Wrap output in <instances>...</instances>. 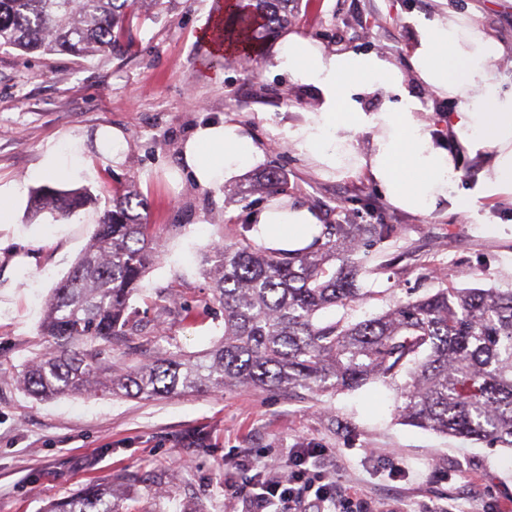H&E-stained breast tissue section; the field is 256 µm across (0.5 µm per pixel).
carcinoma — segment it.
I'll return each instance as SVG.
<instances>
[{
	"label": "carcinoma",
	"instance_id": "cac0c4a2",
	"mask_svg": "<svg viewBox=\"0 0 512 512\" xmlns=\"http://www.w3.org/2000/svg\"><path fill=\"white\" fill-rule=\"evenodd\" d=\"M158 2L0 0V48L87 58L112 49L128 11ZM298 2L237 0L216 31L257 56L267 38L288 29ZM286 186L268 171L235 194L273 195ZM87 201L83 192L48 186L32 197L35 211L61 215ZM139 208L146 204L133 188L112 195L89 246L47 302L40 335L51 348L23 372L28 392L42 400H149L224 388L335 393L403 370L401 421L512 450V288L441 286L362 321H318L324 309L367 299L360 276L387 267H368L370 249L384 254L397 224H324L316 248L290 254L244 239L212 245L202 266L212 282L209 303L224 310L222 339L196 355L164 351L115 369L112 351L139 331L130 300L143 292L152 259L155 225ZM45 512H120V503L112 483H97Z\"/></svg>",
	"mask_w": 512,
	"mask_h": 512
}]
</instances>
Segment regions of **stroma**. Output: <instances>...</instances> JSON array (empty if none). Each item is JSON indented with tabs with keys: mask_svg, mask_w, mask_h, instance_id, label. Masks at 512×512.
I'll list each match as a JSON object with an SVG mask.
<instances>
[{
	"mask_svg": "<svg viewBox=\"0 0 512 512\" xmlns=\"http://www.w3.org/2000/svg\"><path fill=\"white\" fill-rule=\"evenodd\" d=\"M224 0H161L131 17L108 52L88 58L0 49V178L24 191L81 187L91 202L68 217L25 207L17 232L0 231V512H43L53 499L92 481L112 480L137 512H250L245 464L284 465L289 450L317 448L341 492L361 512H504L512 506V452L405 424L395 385L372 382L334 395L304 390L236 389L144 400L100 396L43 401L19 382L38 351L42 307L72 270L110 208L114 192L135 186L157 227L156 257L143 294L131 305L139 337L114 358L118 367L162 349L197 354L224 334V313L207 307L199 255L217 241L250 238L259 196L241 198L239 175L203 189L190 176L174 183L183 142L194 127L226 118L264 149L258 170L275 169L290 198L325 224H399L389 251L397 262L362 280L366 302L334 307L322 318L361 321L396 301L454 288H512V198H488L492 221L469 224L451 211L415 216L390 206L367 176L323 178L285 136L315 105L271 65L279 45L267 41L250 67L213 63L202 35ZM464 12L491 28L508 51L496 64L512 91V0H300L294 34L343 51H376L407 66L417 18ZM112 125L124 133L118 165L79 181L37 176L47 143L67 146ZM35 266L9 281L18 254ZM172 289L159 315L156 294ZM206 307L193 325L182 308Z\"/></svg>",
	"mask_w": 512,
	"mask_h": 512,
	"instance_id": "35a3bbf8",
	"label": "stroma"
}]
</instances>
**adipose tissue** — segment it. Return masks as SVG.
Masks as SVG:
<instances>
[{"label": "adipose tissue", "mask_w": 512, "mask_h": 512, "mask_svg": "<svg viewBox=\"0 0 512 512\" xmlns=\"http://www.w3.org/2000/svg\"><path fill=\"white\" fill-rule=\"evenodd\" d=\"M410 68L385 55L337 52L299 35L288 37L274 57L291 83L312 92L316 105L286 136L299 155L322 175L364 173L391 206L427 215L450 206L472 224L488 223L484 199L512 197V92H502L497 61L503 43L483 25L450 11L418 20ZM453 104L448 138L437 139L417 112L409 81ZM380 99L376 108L365 107ZM369 136L360 147L361 136ZM121 131L109 125L94 133L93 148L71 139L68 148L46 144L38 172L73 179L91 175L95 165L119 161ZM263 157L261 147L233 120L199 124L186 139L181 163L198 186L221 185ZM480 162L474 188L455 193L464 160ZM257 240L281 251L302 250L321 232L315 212L286 196L272 198L250 217Z\"/></svg>", "instance_id": "obj_1"}]
</instances>
